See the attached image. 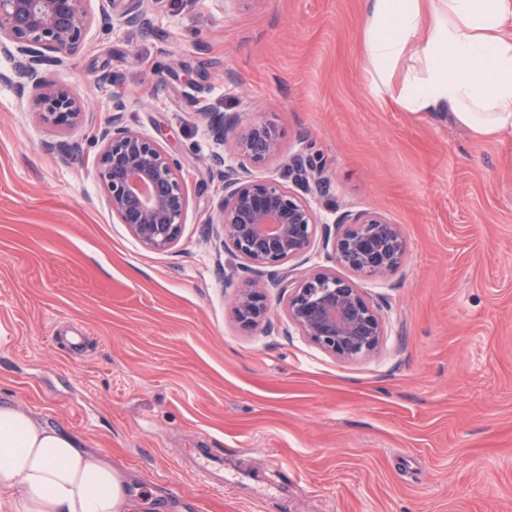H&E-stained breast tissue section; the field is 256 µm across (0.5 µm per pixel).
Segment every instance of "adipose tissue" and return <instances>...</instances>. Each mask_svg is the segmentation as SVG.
I'll list each match as a JSON object with an SVG mask.
<instances>
[{
	"instance_id": "ef3b65f1",
	"label": "adipose tissue",
	"mask_w": 512,
	"mask_h": 512,
	"mask_svg": "<svg viewBox=\"0 0 512 512\" xmlns=\"http://www.w3.org/2000/svg\"><path fill=\"white\" fill-rule=\"evenodd\" d=\"M365 55L378 90L404 75L407 111H447L474 136H512V0H369ZM0 491L15 512H124L125 476L68 435L0 407Z\"/></svg>"
}]
</instances>
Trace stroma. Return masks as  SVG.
Returning <instances> with one entry per match:
<instances>
[{"instance_id": "1", "label": "stroma", "mask_w": 512, "mask_h": 512, "mask_svg": "<svg viewBox=\"0 0 512 512\" xmlns=\"http://www.w3.org/2000/svg\"><path fill=\"white\" fill-rule=\"evenodd\" d=\"M368 0H149L138 27L93 22L50 67L81 123L39 118L0 83V406L72 436L130 479L131 512H512V140L377 91ZM120 76L127 124L182 165L180 240L143 247L93 161ZM213 112L266 120L331 179L318 216L403 225L402 267L356 284L379 350L339 360L289 327L284 289L243 330L245 270L217 225ZM60 338L51 345L49 334ZM218 448L211 496L180 463Z\"/></svg>"}]
</instances>
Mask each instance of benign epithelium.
I'll return each instance as SVG.
<instances>
[{
	"label": "benign epithelium",
	"mask_w": 512,
	"mask_h": 512,
	"mask_svg": "<svg viewBox=\"0 0 512 512\" xmlns=\"http://www.w3.org/2000/svg\"><path fill=\"white\" fill-rule=\"evenodd\" d=\"M120 19L144 23L146 0H123ZM91 0H0V52L12 69L0 81L36 94L43 122L55 127L76 124L82 109L65 88L47 83L45 72L64 64L84 42L93 19ZM126 99L112 93V120L99 133L103 146L94 172L105 190L107 204L120 223L143 246L162 251L180 238L189 205L180 166L160 142L132 129L124 120ZM210 128L217 144L233 136L234 156L213 155L222 194L217 202L218 223L250 269L265 268L271 284L288 289V323L322 350L343 360L373 353L385 336L380 306L370 303L347 278L330 269L305 272L286 283L284 265L305 255L317 230L332 244L329 258L353 274L385 281L403 264L407 252L405 230L381 214L344 211L332 223L320 221L310 202L275 179L239 175L240 160L262 164L282 155L281 135L267 121L242 125L237 112L216 113ZM288 174L307 194L325 196L330 180L303 151L288 156ZM261 280H249L234 299L237 321L251 328L269 312Z\"/></svg>",
	"instance_id": "benign-epithelium-1"
}]
</instances>
